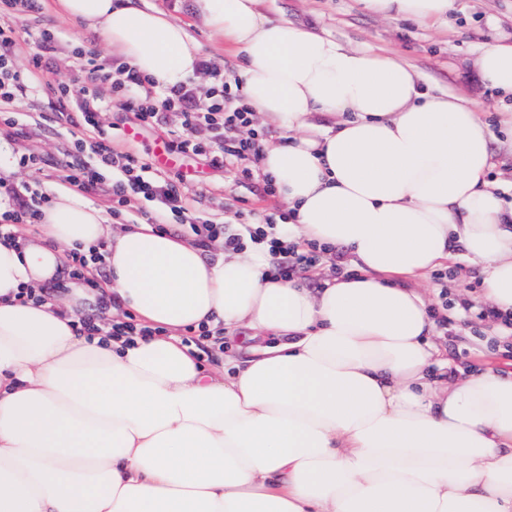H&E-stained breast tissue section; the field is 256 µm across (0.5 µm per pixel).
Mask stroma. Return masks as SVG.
I'll return each mask as SVG.
<instances>
[{
  "label": "stroma",
  "mask_w": 512,
  "mask_h": 512,
  "mask_svg": "<svg viewBox=\"0 0 512 512\" xmlns=\"http://www.w3.org/2000/svg\"><path fill=\"white\" fill-rule=\"evenodd\" d=\"M131 4L171 14L203 45L207 62L223 68L228 75H236L239 58L225 50L222 40L196 14L193 0H131ZM35 5V10L24 12L0 2V24L13 28L16 62L24 69L41 52L36 38L38 30L48 29L58 36L54 53L43 60L40 83L65 82L80 87L82 74L75 70L72 57L76 47L93 52L97 64L102 66L117 59V52L80 22L56 17L54 0H35ZM456 5L455 16L445 25L384 19L362 9L357 0H263L261 9L345 44L385 49L414 65L429 86L449 88L475 100L482 106L492 134L495 166L489 176L508 183L512 181V131L501 125L498 94L481 82L475 59L484 44L512 40V0H456ZM52 112L51 99L42 91L21 108L18 116L19 122L34 127L29 139H14L0 125V143L14 152L30 149L43 160L37 169L13 168L10 182L30 185L42 195L47 194L49 187L64 185L66 123L53 118ZM135 124L133 113L115 110L103 113L100 129L111 133L116 151L149 157L155 141L164 132L143 129L137 140H128L124 132ZM182 193L192 214L230 225L259 222L270 213L288 210L282 196L264 193L262 181H244L235 178L232 172L203 163L198 166L196 178L183 186ZM481 288L479 267L464 261L449 265L447 287L426 278L425 299L434 310H445L449 319L447 328L438 329L435 342L463 368L478 369L492 361L512 371V348L498 350L492 340L491 321L478 320L471 311Z\"/></svg>",
  "instance_id": "35a3bbf8"
}]
</instances>
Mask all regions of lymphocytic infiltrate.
I'll return each mask as SVG.
<instances>
[{
  "label": "lymphocytic infiltrate",
  "mask_w": 512,
  "mask_h": 512,
  "mask_svg": "<svg viewBox=\"0 0 512 512\" xmlns=\"http://www.w3.org/2000/svg\"><path fill=\"white\" fill-rule=\"evenodd\" d=\"M13 31L0 26V108L18 107L36 89L30 72L19 69L15 62ZM76 65L86 75V84L80 91L58 84L52 92L59 111L64 112L67 123L74 128H98L105 108L131 111L137 114L141 126L152 127L166 122L168 114H175L177 126L171 133L169 144L175 152L210 157L212 163L235 160L257 162L263 129L254 125V114L246 104L239 88L233 86L224 74L212 72L211 85L206 91L208 107H199L195 87L182 84L157 89L150 77L125 65L116 72L97 65L85 51L75 53ZM113 83L110 105H103L95 92L100 83ZM148 166L132 153L114 151L112 139L106 135L87 140L72 137L67 154L63 179L81 190H99L105 193L114 212L134 208L139 200L155 203L154 223H163L166 215L184 218L187 204L180 192L184 174L176 172L157 179L145 178ZM41 218L40 203L35 196L26 195L0 178V241L14 239L16 224H35ZM191 232L203 247L223 243L225 249H243L245 241L267 246L273 257V276L292 278L296 268L312 267L320 258L321 249L309 243L299 247L288 245L263 226L244 224L235 231L210 221L191 224ZM74 326L78 335L93 338L100 334L110 336H142L145 328L134 321L113 322L107 304H100L94 318L81 317Z\"/></svg>",
  "instance_id": "obj_1"
}]
</instances>
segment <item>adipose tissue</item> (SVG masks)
<instances>
[{"label": "adipose tissue", "instance_id": "adipose-tissue-1", "mask_svg": "<svg viewBox=\"0 0 512 512\" xmlns=\"http://www.w3.org/2000/svg\"><path fill=\"white\" fill-rule=\"evenodd\" d=\"M194 3L240 56L249 106L282 132L260 167L288 204L284 238L348 253L357 274L313 292L269 276L264 250L212 256L57 194L38 233L0 242V512H512V373L446 358L413 287L461 259L512 317V201L488 179L482 112L261 0ZM360 3L434 24L456 0ZM56 13L162 88L204 58L159 9L56 0ZM478 68L512 95V43H487ZM101 241L104 286L18 300L59 280L66 251ZM103 301L153 335H77L76 316ZM188 327L267 339L208 370L179 338Z\"/></svg>", "mask_w": 512, "mask_h": 512}]
</instances>
